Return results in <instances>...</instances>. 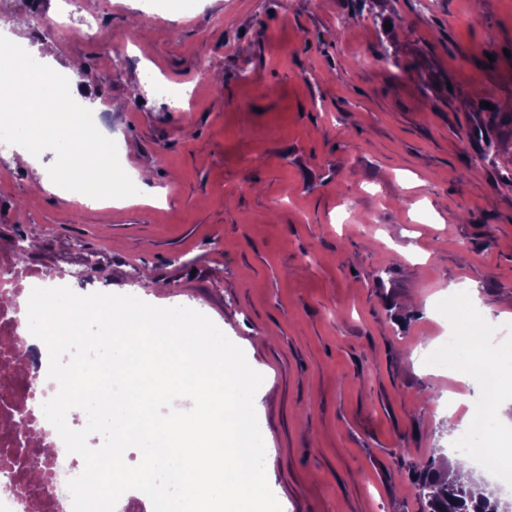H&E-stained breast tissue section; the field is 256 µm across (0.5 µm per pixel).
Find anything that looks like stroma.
Returning a JSON list of instances; mask_svg holds the SVG:
<instances>
[{
  "instance_id": "obj_1",
  "label": "stroma",
  "mask_w": 512,
  "mask_h": 512,
  "mask_svg": "<svg viewBox=\"0 0 512 512\" xmlns=\"http://www.w3.org/2000/svg\"><path fill=\"white\" fill-rule=\"evenodd\" d=\"M62 0H9L0 25L80 84L126 172L158 206L95 210L50 193L45 153L0 143V246L48 230L29 268L207 315L263 377L255 410L282 512H422L414 471L461 414L423 405L458 381L427 373L436 307L469 280L487 324L512 326V0H80L112 48L49 44L15 19ZM194 87L186 104L162 81ZM492 90L493 108L481 107ZM496 152L493 166H476ZM470 264H463L462 254Z\"/></svg>"
}]
</instances>
